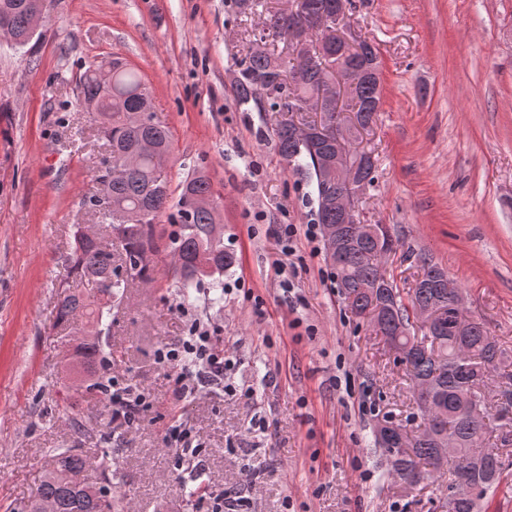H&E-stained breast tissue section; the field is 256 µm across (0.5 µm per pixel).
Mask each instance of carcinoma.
<instances>
[{"mask_svg": "<svg viewBox=\"0 0 512 512\" xmlns=\"http://www.w3.org/2000/svg\"><path fill=\"white\" fill-rule=\"evenodd\" d=\"M337 0H297L291 14L275 13L264 21L273 37L269 44L282 42L292 56L291 67L284 68L279 55L265 47L253 50L242 62L235 80L238 100L242 104L267 97L270 111L289 112L302 95L314 92L320 98L315 118L302 117L281 121L275 130L277 148L287 167L304 171L315 186L319 223L339 224L336 212L324 204L319 154L335 157L341 150L336 137V98L328 96L324 85L340 65L351 68L357 81L346 90L345 107L362 129L374 120L380 105V84L365 73L379 66L376 45L360 40L351 51L340 52L336 44H327L319 29L321 20L336 15ZM47 17L45 0H0V27L7 26L15 43L24 45L33 36L34 14ZM308 25L307 47L295 39V29ZM83 101L100 98V87L90 71L79 82ZM152 107L151 93L141 76L120 58L112 59V100L102 103L97 112L99 132L110 150L109 160L100 177L124 166L126 156L136 153L141 140L149 139L158 150L169 153L170 131L156 119L143 126L131 120V112ZM316 131L307 140L304 130ZM169 171H158L150 157L112 178L110 198H94L91 205L103 210L111 221L102 222L101 231L88 239L75 234L70 264L81 281L94 285V291H66L57 305V319L68 322L78 315L95 328V335L106 336L110 324L105 322L112 310V299L119 298L125 281L114 267L119 259L130 274L152 280L153 256L157 250L154 224L169 204ZM175 223L179 232L172 241L175 264L172 274L184 288H193L224 271L233 256L224 252V244L212 238L217 223L214 193L209 177L195 172L182 184ZM117 234L120 251L112 249V234ZM395 241L386 226L357 223V232L345 248L344 263L336 266V280L351 311L377 323L378 328L398 330L404 353L395 354L405 366L419 410L431 406L441 409L434 420L422 416L423 424L415 433L402 432L404 447L397 449L399 458L390 466L391 475L401 481L412 474L432 478L445 470L448 462L440 459L439 442L451 437L457 451L479 460L475 473L484 485V495L477 500L457 502L454 512H481L490 495L504 477V463L497 449L489 443L491 421L505 420L512 414V361L504 356L484 323L474 321L460 332L456 328V307L443 286L445 271L431 263L422 266L418 287L403 290L381 269L380 252L393 250ZM431 310L429 330L417 336L411 332L416 322V306ZM80 362L95 376L92 389L108 392L112 370V345L98 339L77 347ZM498 381V396L504 399L496 413H491L494 397L487 392L490 381ZM87 464L78 448L52 449V467L38 488V496L54 502L55 512H118L119 502L112 487L91 482L82 488L68 481L70 472Z\"/></svg>", "mask_w": 512, "mask_h": 512, "instance_id": "cac0c4a2", "label": "carcinoma"}]
</instances>
